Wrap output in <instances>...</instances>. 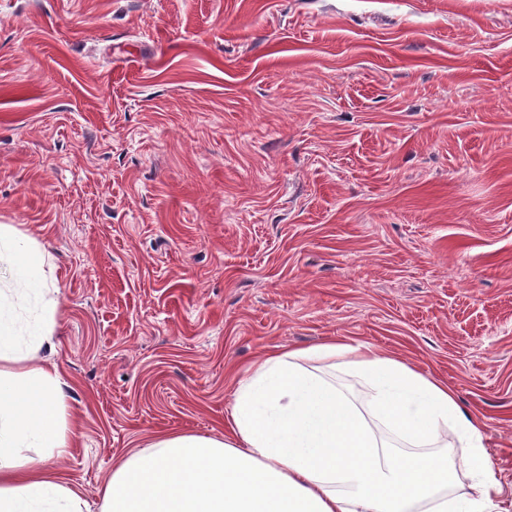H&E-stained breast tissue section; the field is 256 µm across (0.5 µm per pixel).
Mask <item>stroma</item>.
I'll use <instances>...</instances> for the list:
<instances>
[{
	"label": "stroma",
	"instance_id": "1",
	"mask_svg": "<svg viewBox=\"0 0 512 512\" xmlns=\"http://www.w3.org/2000/svg\"><path fill=\"white\" fill-rule=\"evenodd\" d=\"M1 224L53 271L90 512L331 340L447 383L512 512V0H0Z\"/></svg>",
	"mask_w": 512,
	"mask_h": 512
}]
</instances>
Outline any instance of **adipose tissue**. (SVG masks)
<instances>
[{"mask_svg": "<svg viewBox=\"0 0 512 512\" xmlns=\"http://www.w3.org/2000/svg\"><path fill=\"white\" fill-rule=\"evenodd\" d=\"M34 238L0 225V512H83L49 467L71 446L67 382L53 347L55 291L33 279ZM34 306L36 333L20 312ZM346 367L372 389L373 414L414 445L395 455L314 367ZM470 453L472 491L455 497L440 444ZM39 456H31V449ZM502 483L482 423L446 383L364 345L330 341L271 354L238 382L223 436L163 433L112 470L102 512H493Z\"/></svg>", "mask_w": 512, "mask_h": 512, "instance_id": "obj_1", "label": "adipose tissue"}]
</instances>
